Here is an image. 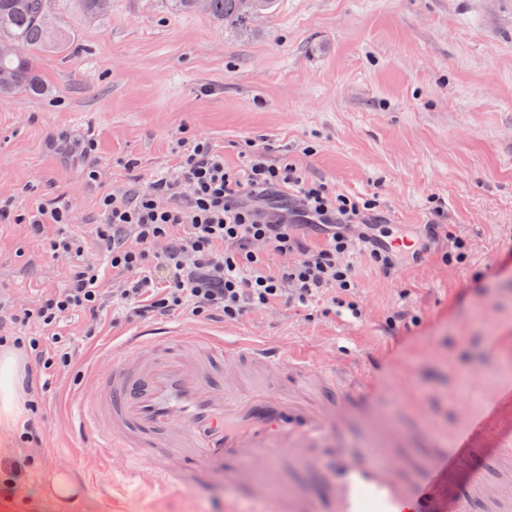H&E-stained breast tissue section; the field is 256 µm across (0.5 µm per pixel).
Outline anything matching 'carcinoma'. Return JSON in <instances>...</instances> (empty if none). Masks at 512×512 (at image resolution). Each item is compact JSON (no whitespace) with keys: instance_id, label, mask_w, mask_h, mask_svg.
<instances>
[{"instance_id":"1","label":"carcinoma","mask_w":512,"mask_h":512,"mask_svg":"<svg viewBox=\"0 0 512 512\" xmlns=\"http://www.w3.org/2000/svg\"><path fill=\"white\" fill-rule=\"evenodd\" d=\"M58 0H0V93L43 91L31 51L54 46L67 48L55 38L52 14ZM275 0H179L185 8L203 7L227 27L243 29L259 12L269 11Z\"/></svg>"}]
</instances>
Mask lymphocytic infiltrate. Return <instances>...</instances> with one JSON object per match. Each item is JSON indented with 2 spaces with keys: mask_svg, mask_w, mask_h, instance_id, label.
<instances>
[{
  "mask_svg": "<svg viewBox=\"0 0 512 512\" xmlns=\"http://www.w3.org/2000/svg\"><path fill=\"white\" fill-rule=\"evenodd\" d=\"M266 153V147L247 142L241 168L231 170L207 140L181 137L173 174L155 177L148 188L101 198L98 236L108 266L126 276L116 298L129 313L234 319L283 299L304 310L326 298L357 318L354 250H364L388 275L401 259L421 258L426 239H411L399 250L374 237L368 213L375 200L352 201L327 183L305 180L291 164L269 163ZM284 187L295 191L296 212L318 228L321 243L308 242L295 225L267 209ZM71 221L70 208L60 202L29 215L32 236L47 237L51 255L72 259L73 273L63 293L46 295L35 309L1 308L0 323L35 320L53 327L72 312L94 315L102 308L105 268L84 260L79 240L64 229ZM8 344L30 349L47 370L71 361L58 334L0 335V347Z\"/></svg>",
  "mask_w": 512,
  "mask_h": 512,
  "instance_id": "f902f5d3",
  "label": "lymphocytic infiltrate"
}]
</instances>
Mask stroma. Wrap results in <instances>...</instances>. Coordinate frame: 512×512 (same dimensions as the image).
Segmentation results:
<instances>
[{"mask_svg": "<svg viewBox=\"0 0 512 512\" xmlns=\"http://www.w3.org/2000/svg\"><path fill=\"white\" fill-rule=\"evenodd\" d=\"M54 25L70 47L35 51L44 93L0 95V202L13 214L0 222V304L34 306L69 280L67 259L47 257L19 222L38 205L65 202L68 232L96 258L101 197L173 173L180 132L207 138L231 169L240 145L264 141L269 161L377 199L371 220L394 233L423 236L441 206L450 237L391 276L355 255L358 318L280 303L236 320L175 313L159 324L374 361L366 411L348 430L362 437L372 411L388 409L407 448L421 447V428L447 447L512 387V346L500 342L512 335V0H276L243 30L177 0H112L98 17L62 0ZM89 138L98 150L86 157L77 144ZM456 236L468 257L449 265ZM145 324L109 305L61 322L70 365L36 389L34 408L0 419V468L28 462L0 512H224L228 497L252 512L246 487H226L220 470L190 490L159 491L144 474L128 482L121 449L98 458L71 427L92 356ZM33 414L44 433L26 442ZM58 471L78 497L52 494Z\"/></svg>", "mask_w": 512, "mask_h": 512, "instance_id": "1", "label": "stroma"}]
</instances>
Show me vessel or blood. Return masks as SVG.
<instances>
[{"label":"vessel or blood","instance_id":"obj_1","mask_svg":"<svg viewBox=\"0 0 512 512\" xmlns=\"http://www.w3.org/2000/svg\"><path fill=\"white\" fill-rule=\"evenodd\" d=\"M193 341L188 352L178 328L134 332L113 345L109 372L79 400V426L95 428L101 448L121 445L133 472L151 467L159 485L187 488L220 467L230 480L251 478L262 501L271 477L299 459L324 484L289 492L288 512H484L505 494L479 472L463 493L448 488L475 449L493 445L496 458H512V389L431 464L402 472L384 444L340 445L365 375L322 365L306 348L208 332Z\"/></svg>","mask_w":512,"mask_h":512}]
</instances>
